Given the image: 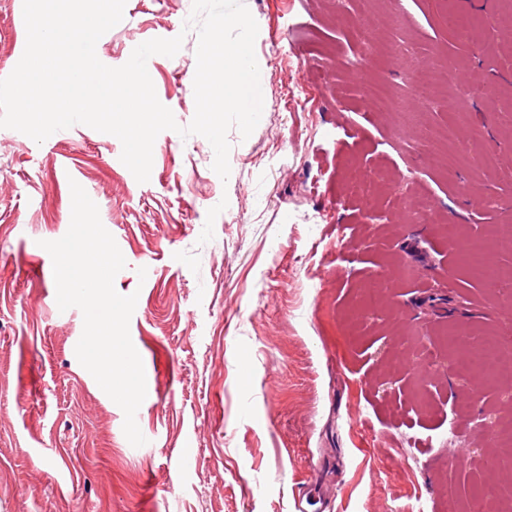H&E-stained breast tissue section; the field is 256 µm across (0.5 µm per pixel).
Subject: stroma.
Returning <instances> with one entry per match:
<instances>
[{"instance_id": "obj_1", "label": "stroma", "mask_w": 512, "mask_h": 512, "mask_svg": "<svg viewBox=\"0 0 512 512\" xmlns=\"http://www.w3.org/2000/svg\"><path fill=\"white\" fill-rule=\"evenodd\" d=\"M244 2L265 112L249 137L230 129L228 181L199 135L161 132L140 183L114 135L78 124L39 144L0 128V512H301L310 499L442 512L450 491L471 505L491 484L512 496L496 446L512 385L459 377L440 340L497 334L512 354V281L470 276L452 246L512 223V13L499 0ZM192 7L126 0L96 44L119 67L142 42L183 36L148 60L182 126ZM452 9L492 37L449 28ZM25 45L23 0H0V78ZM424 62L439 97L385 111ZM488 142L502 151L486 160ZM74 182L126 260L117 292L138 296L140 447L76 357L83 314L59 310L41 246L67 232Z\"/></svg>"}]
</instances>
